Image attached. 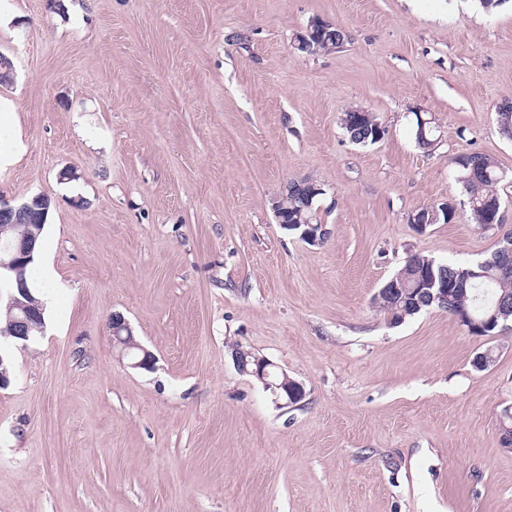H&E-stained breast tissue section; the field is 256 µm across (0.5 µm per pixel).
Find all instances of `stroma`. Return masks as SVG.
<instances>
[{
  "label": "stroma",
  "instance_id": "stroma-1",
  "mask_svg": "<svg viewBox=\"0 0 512 512\" xmlns=\"http://www.w3.org/2000/svg\"><path fill=\"white\" fill-rule=\"evenodd\" d=\"M16 120L0 197H52L45 330L0 338V512H512V328L474 336L431 308L390 324L372 300L417 252L497 246L454 157L492 156L512 227V0H0ZM347 43L306 55L311 19ZM352 107L386 127L353 144ZM438 144L415 141L417 118ZM330 235L277 221L292 179ZM451 201L426 233L409 216ZM155 356L134 369L112 313ZM241 348L302 383L283 406ZM493 350L480 370L474 359ZM361 110H363L362 112H366L365 109L363 108H359ZM355 109H350L346 112L343 113L342 117H341V125H342V128L344 129L345 133L348 135L349 139L352 140V138H354V136H356L358 142H354L355 144L357 145H361V146H367V145H373V144H376L378 143L379 141L377 142H373V136H369V138H367V140L365 141V143H361L360 141L368 135V133L366 134L363 130H350L348 129V127L345 126L346 123H358L360 124L362 127L364 126H373L374 124H379L381 125V123L377 120V118L375 117V115L372 113V112H366L368 114L367 117L365 116H359L358 115V112H354ZM365 139V138H364Z\"/></svg>",
  "mask_w": 512,
  "mask_h": 512
}]
</instances>
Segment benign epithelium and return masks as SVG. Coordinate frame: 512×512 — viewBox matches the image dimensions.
Segmentation results:
<instances>
[{"mask_svg": "<svg viewBox=\"0 0 512 512\" xmlns=\"http://www.w3.org/2000/svg\"><path fill=\"white\" fill-rule=\"evenodd\" d=\"M327 29V24L320 20H313L307 31L296 37L295 49L303 52L312 51V42L308 36L312 29ZM50 197L42 193L34 196L30 201L12 205L0 197V233L10 228L14 236L0 247V277L7 275L13 292L9 296L8 309L16 310L17 314L9 319L5 330L0 335L14 341L27 342L32 333L44 331L45 324L41 321V302L31 293L23 278V271L32 258L38 237L43 230L41 224H30L27 215L39 205L41 209L48 210ZM310 244L318 246L326 239V228L322 224H311L302 233ZM413 280L416 288L414 297L421 298L417 305L422 303H437L441 307H448L452 301L453 291L448 288V281H436L429 272L416 270ZM112 340L124 356L130 360V366L136 369L150 370L155 363L154 355L142 344L135 340L131 327L120 314H113L109 321ZM235 361L238 369L260 381L264 388L272 391L277 398L285 400V404L299 398L304 392L303 386L290 378L287 373L279 371L276 366L265 358L257 357L253 361L241 360L240 351H235Z\"/></svg>", "mask_w": 512, "mask_h": 512, "instance_id": "benign-epithelium-1", "label": "benign epithelium"}]
</instances>
